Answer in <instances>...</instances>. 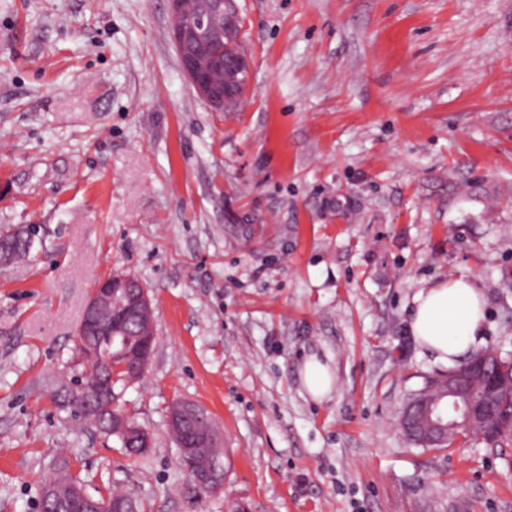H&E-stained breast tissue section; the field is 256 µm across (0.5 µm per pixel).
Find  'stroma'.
Masks as SVG:
<instances>
[{
	"label": "stroma",
	"mask_w": 512,
	"mask_h": 512,
	"mask_svg": "<svg viewBox=\"0 0 512 512\" xmlns=\"http://www.w3.org/2000/svg\"><path fill=\"white\" fill-rule=\"evenodd\" d=\"M247 96L185 77L168 0H0V512H37L56 463L140 512H512V440L409 445L446 365L416 293L472 277L512 354V0H237ZM148 289L155 344L120 406L139 457L59 395L93 283ZM335 376L313 401L298 374ZM207 407L224 484L197 493L170 405ZM34 235L35 229L33 227L24 226L15 229L11 234L0 240L1 246L9 254V261L5 268L29 256ZM309 396L317 401L327 399L334 389V373L329 363L318 355L308 356L299 371Z\"/></svg>",
	"instance_id": "1"
}]
</instances>
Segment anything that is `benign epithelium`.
Here are the masks:
<instances>
[{
  "instance_id": "benign-epithelium-1",
  "label": "benign epithelium",
  "mask_w": 512,
  "mask_h": 512,
  "mask_svg": "<svg viewBox=\"0 0 512 512\" xmlns=\"http://www.w3.org/2000/svg\"><path fill=\"white\" fill-rule=\"evenodd\" d=\"M174 24L172 41L180 58L181 68L198 93L218 112H226L241 102L235 85L240 74L249 73L245 53L219 62L229 41L240 42L243 18L235 0H202L194 16L185 18V0H168ZM138 279L131 274L111 273L100 278L85 303L75 340L78 354L88 361L95 355V347L102 336L118 345L122 341L117 321L122 315L132 317L142 326L139 347L140 368L126 375L128 384L141 377L152 353L154 341L153 308L145 288L137 287ZM512 389V374L500 367V354L493 349L471 356L461 367L448 373L447 388L433 400L424 395L417 398L413 411L401 416L404 434L427 444L448 439V432L474 422L486 424L492 416L490 407L479 395L491 390ZM74 397L95 411H107L109 391L105 382L95 379L79 385ZM204 407L189 401H177L169 413L172 429L184 435L194 434V440L180 444V458L192 482L199 489L221 487L224 468L212 466L201 469L195 458L202 448L214 442L217 429L210 428L204 436L195 433L198 420L206 416ZM118 425L127 433L138 434L142 447L151 445L149 434L126 417ZM67 508L70 512H101L91 495L80 489L72 494Z\"/></svg>"
}]
</instances>
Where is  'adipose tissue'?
I'll return each mask as SVG.
<instances>
[{"label": "adipose tissue", "mask_w": 512, "mask_h": 512, "mask_svg": "<svg viewBox=\"0 0 512 512\" xmlns=\"http://www.w3.org/2000/svg\"><path fill=\"white\" fill-rule=\"evenodd\" d=\"M486 301L466 276L422 289L413 300L410 330L421 347L438 360L453 363L482 341Z\"/></svg>", "instance_id": "ef3b65f1"}]
</instances>
